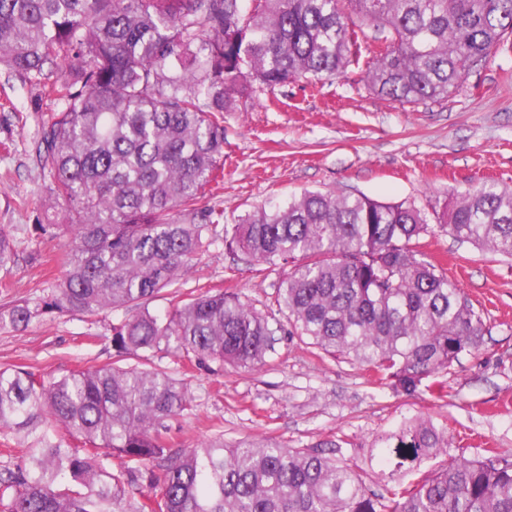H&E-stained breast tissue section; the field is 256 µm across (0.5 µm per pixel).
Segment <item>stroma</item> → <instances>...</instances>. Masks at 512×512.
<instances>
[{
	"label": "stroma",
	"instance_id": "1",
	"mask_svg": "<svg viewBox=\"0 0 512 512\" xmlns=\"http://www.w3.org/2000/svg\"><path fill=\"white\" fill-rule=\"evenodd\" d=\"M381 36L364 26L358 60L321 90L296 82L225 113L224 188L206 193L201 206L222 209L231 224L256 206L323 191L412 202L429 213L489 178L512 187V51L466 71L447 100L402 105L364 81ZM57 108L40 87L0 69V226L10 228L20 254L10 272L0 271L2 311L38 301L62 275L59 240L35 230L63 221L60 209L39 203L47 182L33 152L42 116ZM421 249L482 311L487 328L480 351L450 367L441 395L393 392L368 368L281 333L253 371L194 366L162 351L153 365L182 379L193 397L192 410L168 422L172 447L220 433L228 442L337 446L358 463L377 434L424 413L447 425L457 445L512 453V259L441 232L423 238ZM275 278L219 245L198 260L188 286L234 289L264 312ZM122 316L44 314L25 330L0 329V367L59 377L108 363L111 326Z\"/></svg>",
	"mask_w": 512,
	"mask_h": 512
}]
</instances>
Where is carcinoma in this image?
I'll return each mask as SVG.
<instances>
[{
	"label": "carcinoma",
	"instance_id": "carcinoma-1",
	"mask_svg": "<svg viewBox=\"0 0 512 512\" xmlns=\"http://www.w3.org/2000/svg\"><path fill=\"white\" fill-rule=\"evenodd\" d=\"M385 32L368 85L401 104L439 102L462 74L512 41V0H0V68L50 86L61 107L42 117L36 158L47 201L69 223L63 275L35 305L0 312L21 330L39 315L112 324V361L59 378L0 368V512H512V454L452 453L425 415L376 436L361 467L277 439L171 448L165 421L192 408L166 350L256 370L275 329L368 367L397 392L441 393V377L480 350L482 313L420 250L436 231L512 257V189L494 180L451 198L432 225L413 203L306 191L224 224L201 209L224 179V113L240 100L343 72L357 29ZM278 271L273 306L236 291L185 292L218 241ZM19 260L0 227V270ZM167 289L171 308L150 312ZM446 464L414 482L439 455Z\"/></svg>",
	"mask_w": 512,
	"mask_h": 512
}]
</instances>
